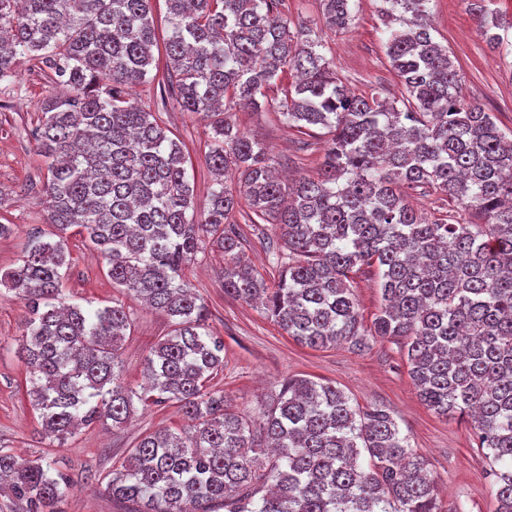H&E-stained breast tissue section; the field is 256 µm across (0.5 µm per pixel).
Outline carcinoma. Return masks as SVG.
<instances>
[{"mask_svg":"<svg viewBox=\"0 0 512 512\" xmlns=\"http://www.w3.org/2000/svg\"><path fill=\"white\" fill-rule=\"evenodd\" d=\"M355 0H319L324 25L344 31ZM431 0H382L386 56L400 97L350 94L284 0H168L165 55L179 105L211 119L205 162L216 175L200 219L186 145L149 106L127 98L147 81L157 44L151 0H0V81L20 56L71 94L47 99L33 130L47 169L46 223L0 286L25 304L21 351L41 434L63 447L82 427L119 428L136 404H175L191 422L143 436L105 490L131 512H442L426 462L384 407L361 411L330 383L284 381L255 425L229 410L211 376L224 340L183 278L203 247L224 254V294L313 349L370 334L402 341L424 404L470 423L487 450L498 512H512V133L462 94L448 47L432 35ZM492 0H468L493 51L512 48ZM290 78L279 120L327 135L317 177L282 185L262 145L224 109H258L264 89ZM234 166L241 183H224ZM448 198L430 219L410 192ZM276 224L284 250L268 284L229 225ZM467 212L479 223H461ZM77 226L112 284L164 312L172 329L146 358L149 385H126L120 351L125 303L63 301L67 231ZM376 267L383 306L365 328L352 275ZM274 455L252 456L260 442ZM27 512H60L69 478L43 460L0 449V480Z\"/></svg>","mask_w":512,"mask_h":512,"instance_id":"obj_1","label":"carcinoma"}]
</instances>
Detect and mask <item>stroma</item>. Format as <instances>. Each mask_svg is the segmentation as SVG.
<instances>
[{"instance_id": "stroma-1", "label": "stroma", "mask_w": 512, "mask_h": 512, "mask_svg": "<svg viewBox=\"0 0 512 512\" xmlns=\"http://www.w3.org/2000/svg\"><path fill=\"white\" fill-rule=\"evenodd\" d=\"M380 5L381 0H358L356 19L348 30L336 33L321 27L317 33L323 54L333 61L346 88L357 94L374 88L390 98L400 94L402 85L386 56L377 17ZM429 7L436 39L461 68L464 95L482 103L501 129L511 131L512 60L493 52L477 33L466 0H431ZM57 90L25 59L18 60L13 77L0 81V193L5 196L0 224L11 227L10 234L0 238L1 270L12 267L31 236L46 227V170L34 152L32 130L42 101ZM132 95L158 110L173 137L189 145V182L196 210L204 212L214 187L205 164L208 118L182 111L172 87L155 81L136 86ZM281 96L279 86H271L260 109L236 108L233 118L241 132L264 143L283 177L315 176L324 149L320 130L300 134L282 124L275 113ZM242 243L256 269L272 278L271 252L283 243L279 227L244 228ZM68 248L72 260L63 278L66 303L90 300L104 306L126 300L132 325L121 350V370L131 387L140 388L146 355L169 332V318L125 299L84 237L69 235ZM223 268L222 259L208 251L199 254L184 274L208 307L210 331L224 340V369L210 385L224 392L235 411L257 416L282 382L293 376L333 383L351 405L389 409L409 447L426 461L445 512H496L490 464L476 448L469 423L436 415L423 404L396 340L368 336L359 348L349 342L320 350L303 347L270 322L261 306L225 296ZM26 317L24 303L1 289L0 446L29 459L46 457L68 475L72 487L60 504L62 512H127L125 503L107 494L105 476L119 468L142 435L182 426L181 413L173 405L140 409L123 428L84 429L64 447L49 445L37 432V411L17 391L25 375L19 344Z\"/></svg>"}]
</instances>
